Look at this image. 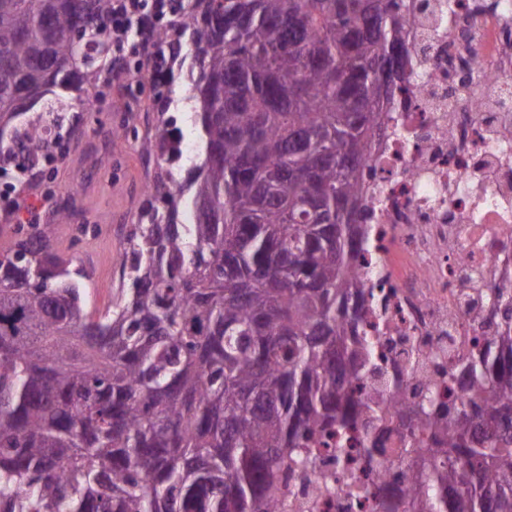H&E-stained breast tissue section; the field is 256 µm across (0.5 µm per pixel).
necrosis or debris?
I'll return each instance as SVG.
<instances>
[{
	"label": "necrosis or debris",
	"mask_w": 512,
	"mask_h": 512,
	"mask_svg": "<svg viewBox=\"0 0 512 512\" xmlns=\"http://www.w3.org/2000/svg\"><path fill=\"white\" fill-rule=\"evenodd\" d=\"M416 4L401 0L406 90L371 146L360 223L366 330L410 388L436 384L448 349H472L469 301L512 287V0ZM405 446L392 425L373 470L316 466L293 512H381L349 483L388 472Z\"/></svg>",
	"instance_id": "4bbe7bcc"
}]
</instances>
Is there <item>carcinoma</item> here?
Returning a JSON list of instances; mask_svg holds the SVG:
<instances>
[{
    "mask_svg": "<svg viewBox=\"0 0 512 512\" xmlns=\"http://www.w3.org/2000/svg\"><path fill=\"white\" fill-rule=\"evenodd\" d=\"M112 0H0V151L47 139L17 120L57 91L95 101ZM400 0H179L147 52L197 69L205 159L185 195L169 120L142 141L164 176L130 225L127 276L89 308L83 269L33 224L0 251V512H277L294 460L330 432L379 453L388 403L410 439L403 512H512V292L447 403L366 391L356 260L364 168L398 85ZM82 30L83 45H74ZM424 424L425 440L415 429Z\"/></svg>",
    "mask_w": 512,
    "mask_h": 512,
    "instance_id": "carcinoma-1",
    "label": "carcinoma"
}]
</instances>
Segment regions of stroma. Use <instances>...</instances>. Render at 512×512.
<instances>
[{
    "instance_id": "obj_1",
    "label": "stroma",
    "mask_w": 512,
    "mask_h": 512,
    "mask_svg": "<svg viewBox=\"0 0 512 512\" xmlns=\"http://www.w3.org/2000/svg\"><path fill=\"white\" fill-rule=\"evenodd\" d=\"M189 87L186 66L174 69L157 88L150 77L132 72L113 83L104 103L94 111L82 108L74 95L61 101L50 95L26 115L33 121L55 111L62 130L72 136L65 158L40 161L33 181L51 200L41 221L52 225L54 247L91 273L92 308L109 305L118 287L112 270L126 244L115 228L134 223L146 199L141 186L160 171L155 157L142 153V139L163 117L181 129L193 145L190 158L182 160L177 171L182 183L193 176L194 165L205 156L189 108ZM158 91L167 98L162 114L153 101ZM63 209L71 212L70 223H58L57 214Z\"/></svg>"
}]
</instances>
